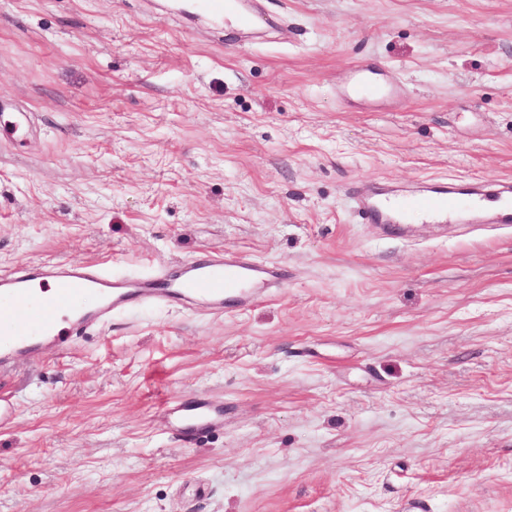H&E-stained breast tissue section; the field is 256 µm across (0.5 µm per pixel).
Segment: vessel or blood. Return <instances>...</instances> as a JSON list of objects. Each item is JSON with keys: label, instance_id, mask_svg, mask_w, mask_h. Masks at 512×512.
I'll return each mask as SVG.
<instances>
[{"label": "vessel or blood", "instance_id": "vessel-or-blood-1", "mask_svg": "<svg viewBox=\"0 0 512 512\" xmlns=\"http://www.w3.org/2000/svg\"><path fill=\"white\" fill-rule=\"evenodd\" d=\"M203 5L240 29L256 22L255 14L239 0H203ZM353 212L358 223L383 227L419 221L445 224L465 212L483 224H512V181H502L493 192L472 181L430 182L405 198L375 185L358 198ZM286 277L283 266L238 251L225 252L218 259L190 261L175 276L161 267L148 276L116 278L102 263L67 265L50 259L36 268L0 274V371L10 369L25 354L63 355L88 327L136 306L185 307L205 296L216 311L241 309ZM40 278L52 280L50 293L33 288V281ZM90 296L98 299L92 311L85 306ZM178 415L186 431L193 433L224 417L220 408L201 399L183 406Z\"/></svg>", "mask_w": 512, "mask_h": 512}]
</instances>
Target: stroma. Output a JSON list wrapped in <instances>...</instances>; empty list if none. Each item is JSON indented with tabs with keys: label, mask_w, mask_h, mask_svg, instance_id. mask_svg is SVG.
Listing matches in <instances>:
<instances>
[{
	"label": "stroma",
	"mask_w": 512,
	"mask_h": 512,
	"mask_svg": "<svg viewBox=\"0 0 512 512\" xmlns=\"http://www.w3.org/2000/svg\"><path fill=\"white\" fill-rule=\"evenodd\" d=\"M0 0V271L287 266L0 374V512H512V227L357 223L363 181L512 179V0ZM398 95L345 105L356 63ZM224 421L178 437L169 402ZM240 0H204L203 6L217 17L231 19L238 29L249 28L256 22V14L240 5Z\"/></svg>",
	"instance_id": "1"
}]
</instances>
